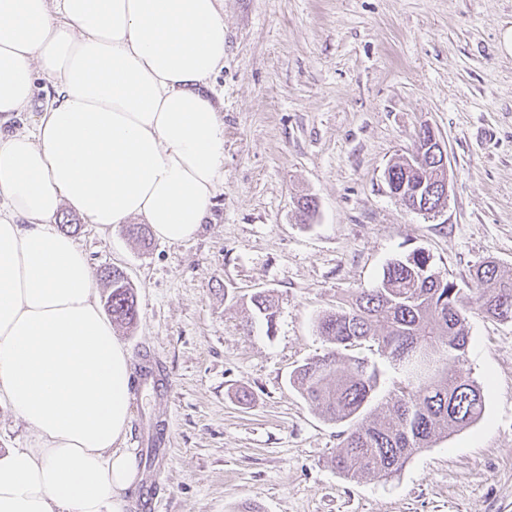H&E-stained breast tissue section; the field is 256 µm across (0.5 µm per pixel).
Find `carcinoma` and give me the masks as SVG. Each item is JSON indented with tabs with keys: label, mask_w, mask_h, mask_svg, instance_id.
Here are the masks:
<instances>
[{
	"label": "carcinoma",
	"mask_w": 512,
	"mask_h": 512,
	"mask_svg": "<svg viewBox=\"0 0 512 512\" xmlns=\"http://www.w3.org/2000/svg\"><path fill=\"white\" fill-rule=\"evenodd\" d=\"M390 191L400 189L423 200L430 195L433 164L416 169L404 157L391 165ZM100 274L112 292V323L132 326L137 309L134 289L118 268ZM464 296L441 274L430 255L415 249L388 262L372 288L357 292L348 304L323 313L317 329L327 342L323 353L297 367L291 385L330 421L349 428L333 462L347 478H387L400 472L411 456L430 448L481 419L482 387L464 371L468 322L465 305L501 322H512V276L501 274L494 261L479 265ZM258 318L272 331L277 308L271 294L250 297ZM371 341L400 375L391 383L386 406L371 409L385 384L374 363L345 351Z\"/></svg>",
	"instance_id": "1"
}]
</instances>
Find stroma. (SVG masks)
Returning a JSON list of instances; mask_svg holds the SVG:
<instances>
[{"instance_id": "stroma-1", "label": "stroma", "mask_w": 512, "mask_h": 512, "mask_svg": "<svg viewBox=\"0 0 512 512\" xmlns=\"http://www.w3.org/2000/svg\"><path fill=\"white\" fill-rule=\"evenodd\" d=\"M512 0H224V184L180 244L140 245L71 209L92 269L125 271L134 367L122 442L168 439L154 512H512V322L470 315L465 369L484 390L477 423L415 453L396 476L353 481L330 463L345 429L289 383L323 352L318 316L420 249L458 287L496 261L512 275ZM448 149L442 215L407 211L384 172L421 127ZM316 213L302 223L299 197ZM268 290L273 329L250 325Z\"/></svg>"}]
</instances>
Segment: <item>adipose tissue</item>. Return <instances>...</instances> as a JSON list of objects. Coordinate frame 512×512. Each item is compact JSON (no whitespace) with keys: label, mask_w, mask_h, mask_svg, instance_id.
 I'll return each instance as SVG.
<instances>
[{"label":"adipose tissue","mask_w":512,"mask_h":512,"mask_svg":"<svg viewBox=\"0 0 512 512\" xmlns=\"http://www.w3.org/2000/svg\"><path fill=\"white\" fill-rule=\"evenodd\" d=\"M223 66L224 0H0V124L37 114L0 131V402L32 431L0 453V512H124L131 356L56 217L193 238L224 182Z\"/></svg>","instance_id":"1"}]
</instances>
